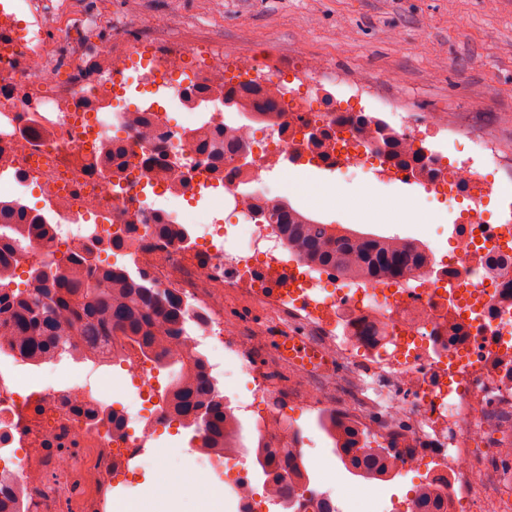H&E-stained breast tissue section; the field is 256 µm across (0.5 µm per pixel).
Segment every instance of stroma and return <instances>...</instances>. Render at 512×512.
Returning <instances> with one entry per match:
<instances>
[{
  "mask_svg": "<svg viewBox=\"0 0 512 512\" xmlns=\"http://www.w3.org/2000/svg\"><path fill=\"white\" fill-rule=\"evenodd\" d=\"M38 12L55 17L50 42L61 29L94 21L79 50L95 55L113 40H176L212 54L268 57L285 69L325 60L337 74L364 77L381 96L423 116L446 113L467 129L493 136L512 151V0H34ZM177 14L178 23L160 22ZM310 177L358 198L364 189L411 198L432 209L416 184L389 183L375 174L345 178L313 169ZM224 319L274 336L279 326L262 307L226 300ZM299 414L309 439L302 450L307 469L321 472L328 491L352 500L359 484L318 424ZM332 470H325V463Z\"/></svg>",
  "mask_w": 512,
  "mask_h": 512,
  "instance_id": "obj_1",
  "label": "stroma"
}]
</instances>
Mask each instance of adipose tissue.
Here are the masks:
<instances>
[{
  "mask_svg": "<svg viewBox=\"0 0 512 512\" xmlns=\"http://www.w3.org/2000/svg\"><path fill=\"white\" fill-rule=\"evenodd\" d=\"M284 188L312 204L323 201H333L339 205L352 204L354 209L365 217L390 219L398 224L415 219L423 224L434 221L433 216L419 215L411 200L395 202L368 190L359 201L354 202L342 188L324 186L300 173L287 174L284 178ZM151 492L156 496L173 497L176 505L169 508L168 512H197L200 499H210L214 496L213 490L198 477L175 470L171 454L166 450L159 452L154 458Z\"/></svg>",
  "mask_w": 512,
  "mask_h": 512,
  "instance_id": "ef3b65f1",
  "label": "adipose tissue"
}]
</instances>
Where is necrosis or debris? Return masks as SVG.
<instances>
[{
    "label": "necrosis or debris",
    "mask_w": 512,
    "mask_h": 512,
    "mask_svg": "<svg viewBox=\"0 0 512 512\" xmlns=\"http://www.w3.org/2000/svg\"><path fill=\"white\" fill-rule=\"evenodd\" d=\"M49 25L32 0H0V198L40 188L54 224L39 259L97 255L123 238L134 265L181 299L195 346L224 347L248 376L237 412H259L276 395L304 410L336 407L359 440L388 449L397 470L430 461L432 475L449 480L457 512H512L504 451L489 458L475 450L485 437L512 435V162L497 146L444 114L421 123L367 105L361 80L335 98L340 79L318 62L284 80L262 56L212 67L186 49L156 58L142 40L125 50L104 45L100 72L88 77L81 60L49 52ZM253 70L264 75L257 98L281 104L282 119L229 121L219 107L184 102L201 81L236 85ZM133 85L143 99L130 110ZM15 86L28 96L27 111L9 94ZM220 126L240 131L251 166L211 160L184 138ZM112 138L126 149L116 183L90 166ZM173 152L186 167L181 188L163 169ZM279 162L420 185L459 214L452 252L437 255L426 233L418 240L424 263L399 278L312 266L274 225L252 217L254 206L281 200L266 176ZM218 186L237 218L234 249L224 247L231 228L223 224L193 229L183 242L153 233L154 224L177 219L182 201ZM493 200L491 222L485 207ZM228 291L295 320L325 366L274 385L281 363L267 359V337L224 320ZM71 360L79 376L50 379L47 360L20 359L0 339V512H112L113 488L138 473L146 449L178 422L158 364L130 361L118 346ZM117 362L136 407H115L97 384ZM232 439L224 449L202 447L197 435L189 441L227 512L279 504L271 482L255 487L242 434Z\"/></svg>",
    "instance_id": "necrosis-or-debris-1"
}]
</instances>
